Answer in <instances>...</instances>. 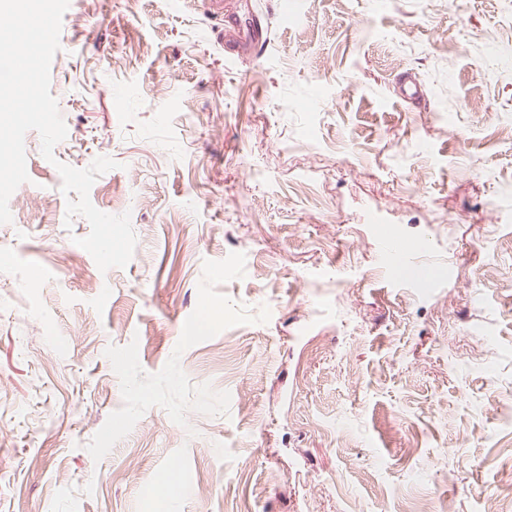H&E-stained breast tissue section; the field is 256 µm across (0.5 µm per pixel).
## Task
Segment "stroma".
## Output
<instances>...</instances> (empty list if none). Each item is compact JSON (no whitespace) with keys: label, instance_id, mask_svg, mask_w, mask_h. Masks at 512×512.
Returning a JSON list of instances; mask_svg holds the SVG:
<instances>
[{"label":"stroma","instance_id":"obj_1","mask_svg":"<svg viewBox=\"0 0 512 512\" xmlns=\"http://www.w3.org/2000/svg\"><path fill=\"white\" fill-rule=\"evenodd\" d=\"M268 40L224 54L206 0H70L50 90L55 162L0 224V512H484L512 487V6L507 0H224ZM424 80L428 109L399 100ZM129 213L101 272L65 225L56 162ZM265 323L186 349L228 415L123 405L105 351L163 369L204 261ZM397 96L405 101H417L427 105L428 95L414 73H406L397 82Z\"/></svg>","mask_w":512,"mask_h":512}]
</instances>
